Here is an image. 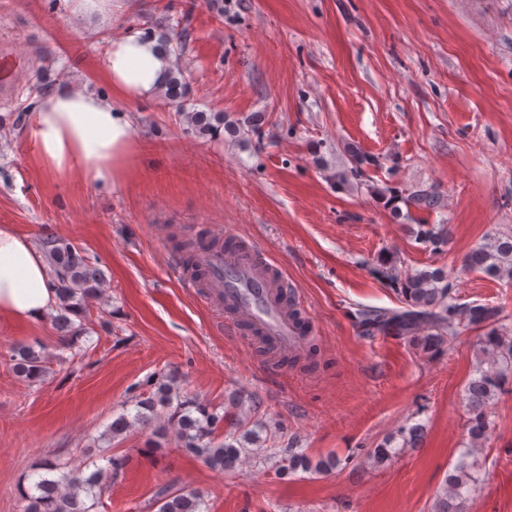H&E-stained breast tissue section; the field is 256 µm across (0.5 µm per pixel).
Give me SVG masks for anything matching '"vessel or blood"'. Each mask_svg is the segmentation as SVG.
<instances>
[{"mask_svg":"<svg viewBox=\"0 0 512 512\" xmlns=\"http://www.w3.org/2000/svg\"><path fill=\"white\" fill-rule=\"evenodd\" d=\"M197 262L206 272L205 280L185 274L182 285L203 293L212 309L223 315L228 333L247 331L275 358L300 352L302 338L294 313L304 305L299 300L290 308L283 305L288 281L258 245L239 239L225 250L199 251Z\"/></svg>","mask_w":512,"mask_h":512,"instance_id":"obj_1","label":"vessel or blood"}]
</instances>
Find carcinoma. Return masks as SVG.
<instances>
[{"label": "carcinoma", "instance_id": "obj_1", "mask_svg": "<svg viewBox=\"0 0 512 512\" xmlns=\"http://www.w3.org/2000/svg\"><path fill=\"white\" fill-rule=\"evenodd\" d=\"M375 159L363 152L352 154L350 172L336 174L341 182L348 176H356L363 167L372 165ZM415 239L425 246L439 250L447 244L444 228L435 224H420ZM217 242L200 232L195 238L182 241L178 252L184 269L198 278L201 273L195 252ZM47 260L58 280L59 304L54 317L57 330L64 336H78L86 332L83 325H75L72 317L81 314L82 306L101 294L104 274L90 264L85 253L73 243L59 238L44 239ZM404 261L396 252L378 257L374 274L401 294L406 308L403 310H369L362 314V330L373 335L377 332L394 331L412 341L427 354L440 352L462 335L480 331L478 351L481 359L476 377L469 380L464 390L467 411V442L452 469L448 470L443 486L436 494L433 512H465V504L475 494L480 484L476 454L482 450L491 431L488 405L512 376V336L505 333L500 310L486 303L461 305L451 295L447 274L440 268L433 270L402 269ZM465 268L483 271L495 277L512 279V234H501L482 247L470 251L465 257ZM13 368L27 379H36L46 372L45 359L31 346H21L13 352ZM155 391L134 398L137 408L133 418L122 414L112 421L110 431L119 436L135 425H147L157 415V407L174 408L169 422L175 427V437L188 454L201 457L212 468H234L241 456L248 453L244 446L217 441L212 437L215 427L224 419L238 420V414L227 409L218 415L206 405L195 400H182L173 383L160 375L153 383ZM424 437V427L414 424L403 428L370 450L369 460L382 464L396 455L391 444L401 439L403 448H417ZM107 467H98L90 474L73 468L66 470L53 459L40 465L42 474L33 480V492L26 494L24 512H89L85 497L98 499L102 496L108 475L124 474L128 462L125 455L111 454L105 457ZM282 468L288 472L316 469L327 471L339 463V459L324 457L312 461L307 455L288 448ZM158 512H202L204 501L197 493L173 492L162 489L157 493Z\"/></svg>", "mask_w": 512, "mask_h": 512}]
</instances>
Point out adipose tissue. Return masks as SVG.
<instances>
[{
    "label": "adipose tissue",
    "mask_w": 512,
    "mask_h": 512,
    "mask_svg": "<svg viewBox=\"0 0 512 512\" xmlns=\"http://www.w3.org/2000/svg\"><path fill=\"white\" fill-rule=\"evenodd\" d=\"M171 67L157 39L136 33L113 41L101 70L111 96L62 82L33 106L28 133L36 162L96 189H123L137 151L124 105L152 99L164 88ZM56 288L42 252L12 225L1 224L0 317L43 320L56 305Z\"/></svg>",
    "instance_id": "1"
}]
</instances>
